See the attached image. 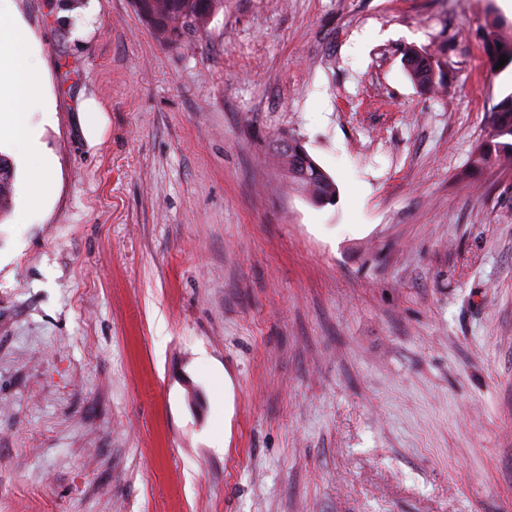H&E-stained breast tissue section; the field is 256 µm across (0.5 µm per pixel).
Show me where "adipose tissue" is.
Returning <instances> with one entry per match:
<instances>
[{
	"instance_id": "1",
	"label": "adipose tissue",
	"mask_w": 512,
	"mask_h": 512,
	"mask_svg": "<svg viewBox=\"0 0 512 512\" xmlns=\"http://www.w3.org/2000/svg\"><path fill=\"white\" fill-rule=\"evenodd\" d=\"M51 110L35 38L16 15L13 0H0V140H8L28 162L33 209L50 194L53 182L51 161L29 116Z\"/></svg>"
}]
</instances>
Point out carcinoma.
<instances>
[{
    "instance_id": "1",
    "label": "carcinoma",
    "mask_w": 512,
    "mask_h": 512,
    "mask_svg": "<svg viewBox=\"0 0 512 512\" xmlns=\"http://www.w3.org/2000/svg\"><path fill=\"white\" fill-rule=\"evenodd\" d=\"M134 9L164 43H176L182 37L201 30L216 11L224 8V0H133ZM486 53L491 66L502 73L512 67V22L495 17L491 20ZM509 57L500 67V57ZM406 70L420 87L430 89L437 84L436 73L428 55L407 49ZM488 127L496 130L492 138H483L471 155V168L476 171L512 168V92L493 105ZM275 156L288 178V186L318 205L333 203L337 195L334 179L310 156L300 141L290 136L275 140ZM15 168L0 154V215L9 211L14 192Z\"/></svg>"
}]
</instances>
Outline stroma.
I'll return each mask as SVG.
<instances>
[{"instance_id":"obj_1","label":"stroma","mask_w":512,"mask_h":512,"mask_svg":"<svg viewBox=\"0 0 512 512\" xmlns=\"http://www.w3.org/2000/svg\"><path fill=\"white\" fill-rule=\"evenodd\" d=\"M14 4L54 189L16 223L13 156L0 512H512V173L470 167L512 9L224 0L168 45L132 0L84 39ZM283 135L335 203L289 190ZM498 45H501V49H498ZM486 53L493 70L498 65L500 56L509 57L504 66L495 70L498 74L506 71L510 66L512 69V22L499 17L491 20ZM404 58L406 70L410 78L424 89L435 87L438 81L428 55L419 54L417 51L409 48L405 51Z\"/></svg>"}]
</instances>
